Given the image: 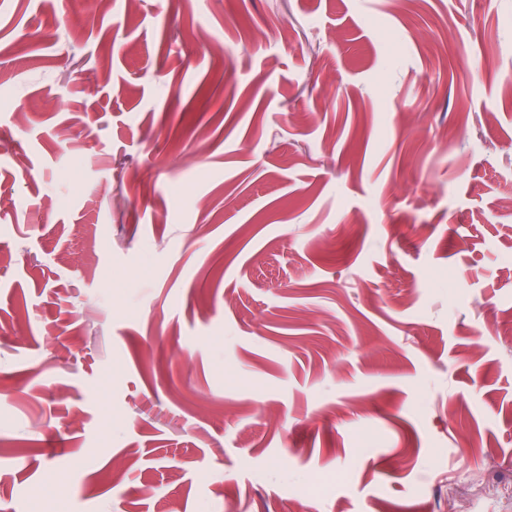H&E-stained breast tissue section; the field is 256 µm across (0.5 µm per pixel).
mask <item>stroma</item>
Returning <instances> with one entry per match:
<instances>
[{
  "label": "stroma",
  "instance_id": "35a3bbf8",
  "mask_svg": "<svg viewBox=\"0 0 512 512\" xmlns=\"http://www.w3.org/2000/svg\"><path fill=\"white\" fill-rule=\"evenodd\" d=\"M0 94V512H512V0H0Z\"/></svg>",
  "mask_w": 512,
  "mask_h": 512
}]
</instances>
